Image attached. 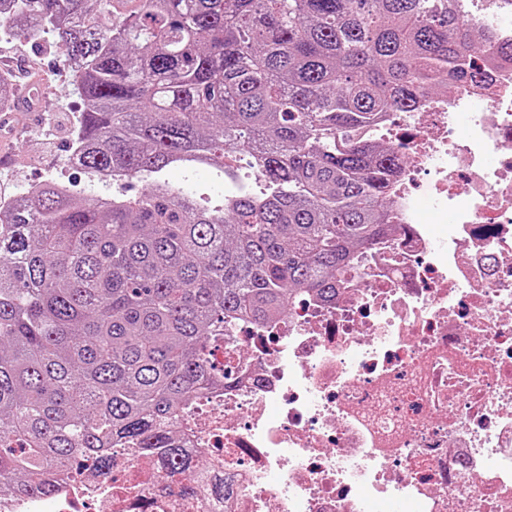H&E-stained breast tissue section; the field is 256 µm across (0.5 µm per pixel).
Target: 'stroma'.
Masks as SVG:
<instances>
[{"instance_id": "obj_1", "label": "stroma", "mask_w": 512, "mask_h": 512, "mask_svg": "<svg viewBox=\"0 0 512 512\" xmlns=\"http://www.w3.org/2000/svg\"><path fill=\"white\" fill-rule=\"evenodd\" d=\"M65 50L53 35L32 41H0V58H21L28 76L41 89L34 111L14 117L8 133H0V151L11 155L9 166L0 167V183L11 193L46 180L83 183L87 174L66 163L69 130L82 100L69 90V75L61 61Z\"/></svg>"}]
</instances>
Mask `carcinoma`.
Returning a JSON list of instances; mask_svg holds the SVG:
<instances>
[{
    "mask_svg": "<svg viewBox=\"0 0 512 512\" xmlns=\"http://www.w3.org/2000/svg\"><path fill=\"white\" fill-rule=\"evenodd\" d=\"M0 38L53 34L83 100L69 160L134 196L78 200L55 181L0 208V487L48 496L51 469L160 452L183 402L220 377L211 348L335 293L354 246L389 231L393 152L358 136L448 85L481 39L458 0H0ZM264 190L205 206L159 178L230 176Z\"/></svg>",
    "mask_w": 512,
    "mask_h": 512,
    "instance_id": "cac0c4a2",
    "label": "carcinoma"
}]
</instances>
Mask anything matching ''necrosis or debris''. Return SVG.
<instances>
[{
    "label": "necrosis or debris",
    "instance_id": "necrosis-or-debris-1",
    "mask_svg": "<svg viewBox=\"0 0 512 512\" xmlns=\"http://www.w3.org/2000/svg\"><path fill=\"white\" fill-rule=\"evenodd\" d=\"M463 2L484 39L452 91L361 133L400 161L392 231L334 297L238 327L180 413L190 469L116 448L0 512H512V0Z\"/></svg>",
    "mask_w": 512,
    "mask_h": 512
}]
</instances>
